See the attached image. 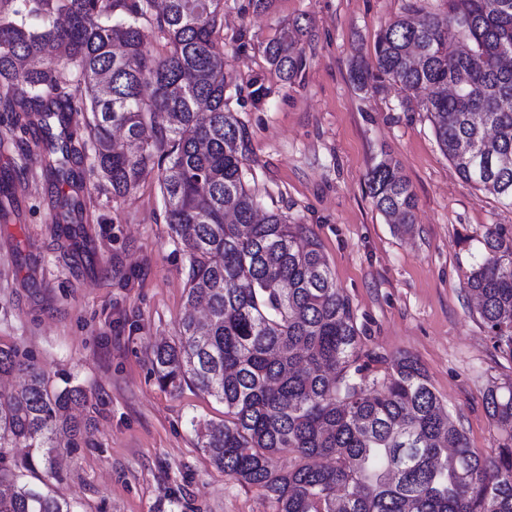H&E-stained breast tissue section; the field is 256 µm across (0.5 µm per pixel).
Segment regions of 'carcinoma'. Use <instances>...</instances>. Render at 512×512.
I'll list each match as a JSON object with an SVG mask.
<instances>
[{"label": "carcinoma", "mask_w": 512, "mask_h": 512, "mask_svg": "<svg viewBox=\"0 0 512 512\" xmlns=\"http://www.w3.org/2000/svg\"><path fill=\"white\" fill-rule=\"evenodd\" d=\"M164 41L151 49L144 24ZM224 0H0V148L15 131L44 147L45 176L72 229L82 214L83 166L94 187L126 198L156 176L164 217L184 247L186 302L179 340L153 349L164 389L191 383L224 404V422L200 429L203 451L224 473L262 488L275 512H512V379L484 393L502 431L483 458L442 407L419 364L400 357L380 376L360 354L362 331L321 243L279 209L258 215L244 169L245 132L225 110ZM308 21L285 23L264 47L290 86L307 66ZM512 0H448V11L401 16L351 69L356 90L393 87L418 102L441 152L467 184L512 204ZM83 118L78 126L76 117ZM375 207L401 228L416 198L398 165L367 173ZM466 289L494 347L512 359V233L487 227ZM24 371L21 391L0 400V512H73L22 483L53 468L59 432L79 445L68 416L87 401L0 347V374ZM288 454L293 464L276 466ZM328 458L330 464L312 463Z\"/></svg>", "instance_id": "obj_1"}]
</instances>
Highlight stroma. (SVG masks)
<instances>
[{
    "label": "stroma",
    "mask_w": 512,
    "mask_h": 512,
    "mask_svg": "<svg viewBox=\"0 0 512 512\" xmlns=\"http://www.w3.org/2000/svg\"><path fill=\"white\" fill-rule=\"evenodd\" d=\"M446 11V0H224L226 105L247 135L244 166L260 209H280L322 245L352 304L374 372L407 354L464 431L495 455L500 433L486 388L512 379L466 282L488 225L512 229V205L464 183L441 153L426 113L395 89L356 91L358 50L407 11ZM309 20L299 85L271 71L263 48L285 22ZM42 146L16 133L0 148V347L18 351L56 387L87 395L73 414L80 446L61 452L49 487L76 512H275L260 488L215 467L195 426L224 406L186 385L162 389L157 341H177L186 313V259L164 219L155 177L127 198L94 189L76 234L55 224ZM397 161L417 199L415 224L397 232L375 208L366 175Z\"/></svg>",
    "instance_id": "35a3bbf8"
}]
</instances>
